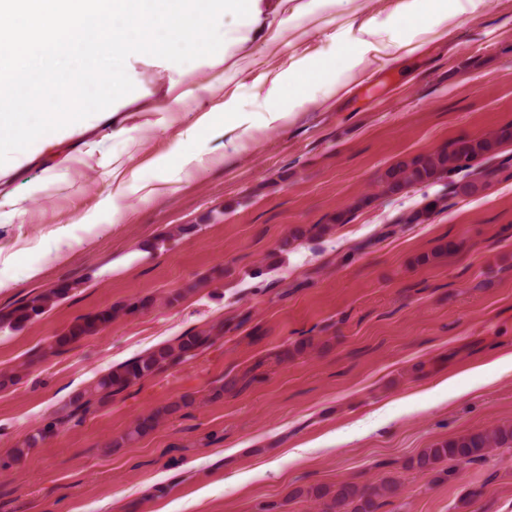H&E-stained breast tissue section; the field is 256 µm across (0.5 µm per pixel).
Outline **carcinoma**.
Instances as JSON below:
<instances>
[{"mask_svg": "<svg viewBox=\"0 0 512 512\" xmlns=\"http://www.w3.org/2000/svg\"><path fill=\"white\" fill-rule=\"evenodd\" d=\"M512 143V124H506L488 136L460 138L449 146L432 153L418 155L407 162L389 168L382 179L383 192L398 194L404 189L430 181L447 179L459 174L466 178L455 183V193L474 194L486 187L499 168L488 166L476 171L480 159L495 157L500 148ZM445 198L437 197L418 210L399 219L403 224H421L438 209H443ZM74 289V284L62 281L48 291L36 295L14 309L0 316V323L20 324L40 317L55 302L65 298ZM146 307V302L120 308H107L93 314L77 318L65 331L54 337L50 349L63 350L86 336H94L103 331L121 313L135 312ZM214 340L212 332L200 331L185 333L173 341L157 346L146 353L113 367L100 377L96 384L73 396L60 407L50 420L36 433L27 436L20 446L13 449L12 460L16 461L40 442L51 437L59 425L81 423L89 414L129 387L156 375L166 369L193 359L200 351L208 348ZM191 401L182 399L161 410L140 418L133 428L120 439L112 442L116 448L122 447L152 432L163 416L178 413ZM512 447V427H497L491 431L469 432L450 439L435 448H427L413 463L419 470H434L444 463L440 473L449 477L454 465L473 463L484 458L494 447ZM398 483L393 479H383L377 484L360 485L344 481L334 487L314 485L299 489L295 496H305L321 504L320 512H379L388 499L396 495Z\"/></svg>", "mask_w": 512, "mask_h": 512, "instance_id": "obj_1", "label": "carcinoma"}]
</instances>
